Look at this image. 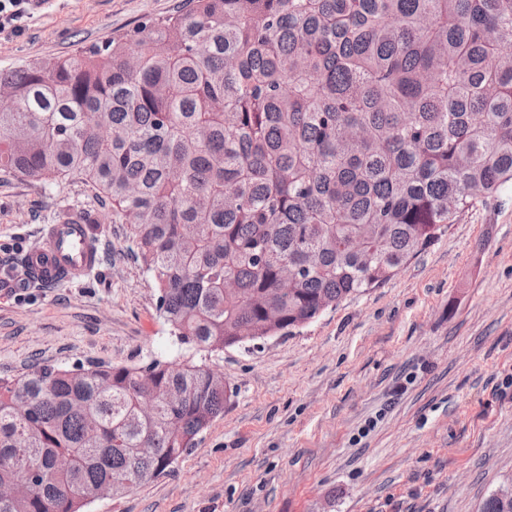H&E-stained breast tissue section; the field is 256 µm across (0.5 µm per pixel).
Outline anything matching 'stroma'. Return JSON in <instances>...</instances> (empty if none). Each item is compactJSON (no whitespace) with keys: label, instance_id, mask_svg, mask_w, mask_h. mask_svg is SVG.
I'll use <instances>...</instances> for the list:
<instances>
[{"label":"stroma","instance_id":"stroma-1","mask_svg":"<svg viewBox=\"0 0 512 512\" xmlns=\"http://www.w3.org/2000/svg\"><path fill=\"white\" fill-rule=\"evenodd\" d=\"M186 0H46L0 32V70L66 57ZM97 217L82 282L16 286L43 225ZM112 202L0 170V378L196 355ZM231 397L171 468L89 512H478L512 476V185L396 276L283 336L211 354Z\"/></svg>","mask_w":512,"mask_h":512}]
</instances>
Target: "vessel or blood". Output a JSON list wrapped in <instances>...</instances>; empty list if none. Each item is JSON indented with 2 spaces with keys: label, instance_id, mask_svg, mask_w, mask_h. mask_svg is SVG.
<instances>
[{
  "label": "vessel or blood",
  "instance_id": "1",
  "mask_svg": "<svg viewBox=\"0 0 512 512\" xmlns=\"http://www.w3.org/2000/svg\"><path fill=\"white\" fill-rule=\"evenodd\" d=\"M98 263L96 243L82 220L45 225L42 241L25 255L29 281L55 285L89 275Z\"/></svg>",
  "mask_w": 512,
  "mask_h": 512
}]
</instances>
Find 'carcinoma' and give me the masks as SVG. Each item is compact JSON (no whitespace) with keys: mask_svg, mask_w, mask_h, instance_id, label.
<instances>
[{"mask_svg":"<svg viewBox=\"0 0 512 512\" xmlns=\"http://www.w3.org/2000/svg\"><path fill=\"white\" fill-rule=\"evenodd\" d=\"M0 90V169L110 198L209 354L380 286L512 182V0H189ZM229 398L203 362L0 378V487L30 484L0 512L122 497Z\"/></svg>","mask_w":512,"mask_h":512,"instance_id":"carcinoma-1","label":"carcinoma"}]
</instances>
